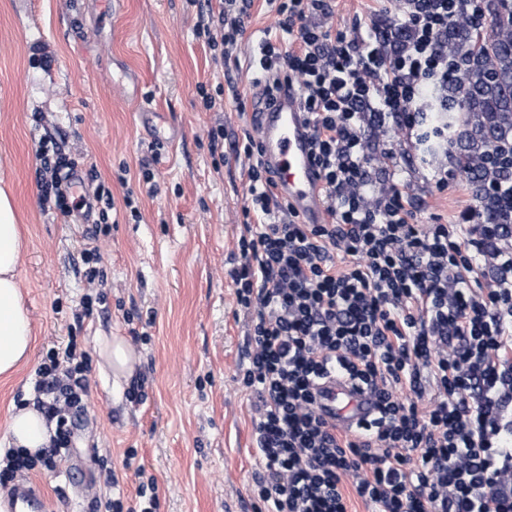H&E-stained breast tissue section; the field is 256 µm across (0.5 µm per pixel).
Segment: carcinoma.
I'll return each mask as SVG.
<instances>
[{"instance_id": "1", "label": "carcinoma", "mask_w": 512, "mask_h": 512, "mask_svg": "<svg viewBox=\"0 0 512 512\" xmlns=\"http://www.w3.org/2000/svg\"><path fill=\"white\" fill-rule=\"evenodd\" d=\"M486 35L472 32L467 9L448 25V57L460 64L445 88L448 111L431 112L428 124L448 132V156L465 178L481 224H511L512 208L490 191L512 176V0H485Z\"/></svg>"}]
</instances>
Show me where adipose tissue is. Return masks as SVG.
Returning a JSON list of instances; mask_svg holds the SVG:
<instances>
[{
	"mask_svg": "<svg viewBox=\"0 0 512 512\" xmlns=\"http://www.w3.org/2000/svg\"><path fill=\"white\" fill-rule=\"evenodd\" d=\"M26 251V239L18 222L13 201L0 188V377H9L26 363L34 347L33 319L26 305L19 266ZM98 367L112 392H119L122 380L131 377L140 357L122 336L102 335L94 340ZM54 426L35 406L14 410L8 424L9 444L37 454L45 448Z\"/></svg>",
	"mask_w": 512,
	"mask_h": 512,
	"instance_id": "ef3b65f1",
	"label": "adipose tissue"
}]
</instances>
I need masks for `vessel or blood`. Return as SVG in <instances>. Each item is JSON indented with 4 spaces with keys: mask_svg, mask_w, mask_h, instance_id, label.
<instances>
[{
    "mask_svg": "<svg viewBox=\"0 0 512 512\" xmlns=\"http://www.w3.org/2000/svg\"><path fill=\"white\" fill-rule=\"evenodd\" d=\"M254 120L260 133L262 159L274 172L282 198L304 224L323 223L326 204L317 170L310 160V129L306 115L295 99L279 93L270 103L256 107ZM322 412L338 426L355 430L377 412L376 401L367 391L354 388L342 377L327 379L321 387ZM41 494L26 483L16 484L0 512H46Z\"/></svg>",
    "mask_w": 512,
    "mask_h": 512,
    "instance_id": "obj_1",
    "label": "vessel or blood"
}]
</instances>
